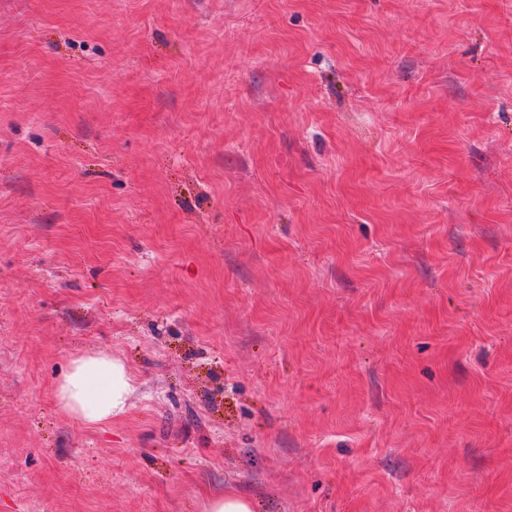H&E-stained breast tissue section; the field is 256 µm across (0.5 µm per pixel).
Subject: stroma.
<instances>
[{"label": "stroma", "mask_w": 512, "mask_h": 512, "mask_svg": "<svg viewBox=\"0 0 512 512\" xmlns=\"http://www.w3.org/2000/svg\"><path fill=\"white\" fill-rule=\"evenodd\" d=\"M227 492L512 512V0H0V512ZM135 389L119 358L106 352L73 359L56 387L62 410L88 426H100L125 415Z\"/></svg>", "instance_id": "35a3bbf8"}]
</instances>
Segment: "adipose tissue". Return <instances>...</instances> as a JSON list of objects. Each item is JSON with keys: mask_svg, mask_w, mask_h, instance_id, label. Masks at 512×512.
<instances>
[{"mask_svg": "<svg viewBox=\"0 0 512 512\" xmlns=\"http://www.w3.org/2000/svg\"><path fill=\"white\" fill-rule=\"evenodd\" d=\"M134 389L124 362L98 352L73 359L56 387V396L68 416L100 426L128 412Z\"/></svg>", "mask_w": 512, "mask_h": 512, "instance_id": "adipose-tissue-1", "label": "adipose tissue"}]
</instances>
